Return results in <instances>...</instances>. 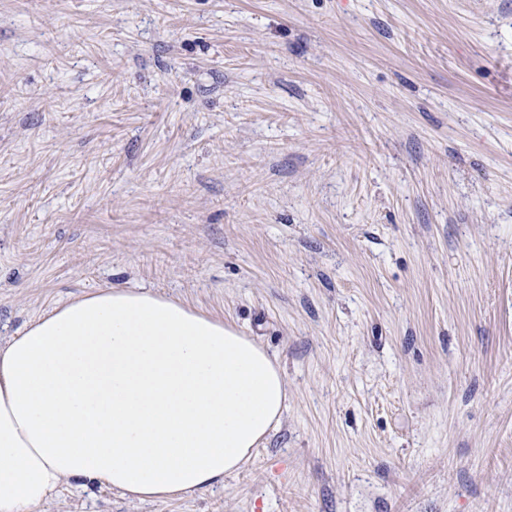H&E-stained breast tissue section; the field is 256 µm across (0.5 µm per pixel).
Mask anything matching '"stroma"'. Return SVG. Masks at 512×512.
Here are the masks:
<instances>
[{
    "label": "stroma",
    "instance_id": "1",
    "mask_svg": "<svg viewBox=\"0 0 512 512\" xmlns=\"http://www.w3.org/2000/svg\"><path fill=\"white\" fill-rule=\"evenodd\" d=\"M102 288L287 408L223 485L41 512H512V0H0V338Z\"/></svg>",
    "mask_w": 512,
    "mask_h": 512
}]
</instances>
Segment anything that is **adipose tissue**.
I'll list each match as a JSON object with an SVG mask.
<instances>
[{
	"instance_id": "1",
	"label": "adipose tissue",
	"mask_w": 512,
	"mask_h": 512,
	"mask_svg": "<svg viewBox=\"0 0 512 512\" xmlns=\"http://www.w3.org/2000/svg\"><path fill=\"white\" fill-rule=\"evenodd\" d=\"M277 361L224 321L101 289L0 341V512L66 485L137 502L223 484L278 424Z\"/></svg>"
}]
</instances>
